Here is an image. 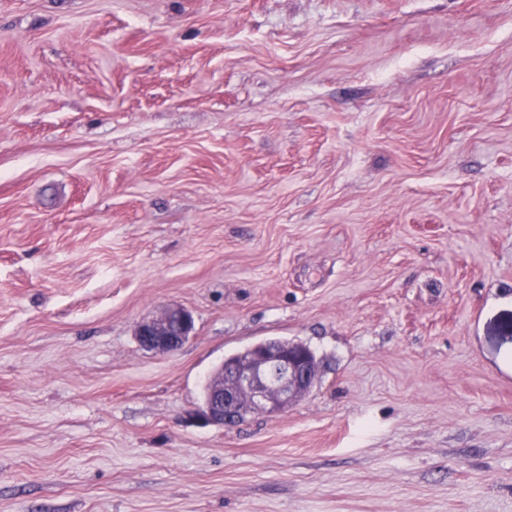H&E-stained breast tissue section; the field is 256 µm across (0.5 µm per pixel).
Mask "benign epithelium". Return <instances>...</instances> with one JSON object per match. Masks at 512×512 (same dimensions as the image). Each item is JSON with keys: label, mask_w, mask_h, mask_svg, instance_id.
Wrapping results in <instances>:
<instances>
[{"label": "benign epithelium", "mask_w": 512, "mask_h": 512, "mask_svg": "<svg viewBox=\"0 0 512 512\" xmlns=\"http://www.w3.org/2000/svg\"><path fill=\"white\" fill-rule=\"evenodd\" d=\"M195 329L192 313L170 305L158 315L140 322L135 336L139 344L155 353L179 350ZM316 368L308 351L299 346L264 343L249 348V355L210 384L209 396L200 413L211 424L231 425L247 412L278 415L288 411L311 389Z\"/></svg>", "instance_id": "1"}]
</instances>
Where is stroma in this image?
Segmentation results:
<instances>
[{"mask_svg":"<svg viewBox=\"0 0 512 512\" xmlns=\"http://www.w3.org/2000/svg\"><path fill=\"white\" fill-rule=\"evenodd\" d=\"M510 322L512 0H0V512H512ZM195 329L192 313L178 305H170L155 317L140 322L135 336L139 344L155 353L168 354L179 350ZM268 341L288 348L267 343L249 347L247 359L227 370L226 378L224 367L237 362L241 351L224 358L222 375L210 384L200 413L206 423L231 425L240 421L245 412L283 414L308 394L316 373L311 362L317 358L315 353L300 342ZM293 343L302 347L289 345Z\"/></svg>","mask_w":512,"mask_h":512,"instance_id":"35a3bbf8","label":"stroma"}]
</instances>
